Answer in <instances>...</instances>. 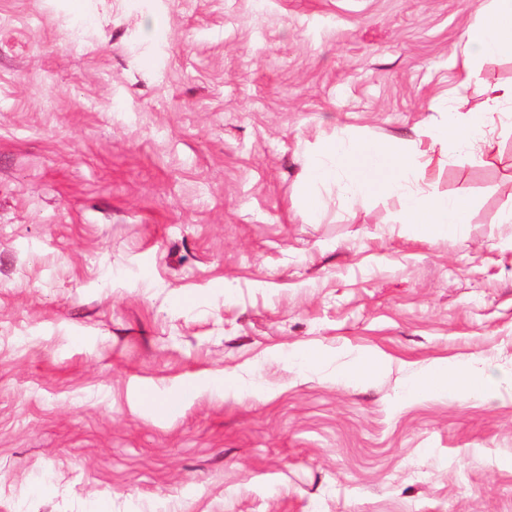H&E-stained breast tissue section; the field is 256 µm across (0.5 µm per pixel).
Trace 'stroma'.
I'll return each mask as SVG.
<instances>
[{
    "label": "stroma",
    "instance_id": "stroma-1",
    "mask_svg": "<svg viewBox=\"0 0 512 512\" xmlns=\"http://www.w3.org/2000/svg\"><path fill=\"white\" fill-rule=\"evenodd\" d=\"M488 3L0 0V512H512V130L426 166L453 243L301 194L512 81L462 82ZM486 387L485 378L474 367H450L443 362L434 363L411 385L410 391L413 394H474L484 392Z\"/></svg>",
    "mask_w": 512,
    "mask_h": 512
}]
</instances>
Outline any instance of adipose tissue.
Returning <instances> with one entry per match:
<instances>
[{"mask_svg": "<svg viewBox=\"0 0 512 512\" xmlns=\"http://www.w3.org/2000/svg\"><path fill=\"white\" fill-rule=\"evenodd\" d=\"M462 53L469 62L467 76L471 79L479 76L475 59L512 55V0H493L491 8L465 31ZM484 93L482 112L462 114L452 109L446 123L427 130L431 150L452 155L461 164L469 163L475 154L485 155L493 150L489 130L492 115H504L512 125V82L486 85ZM424 167L423 152L396 141L336 136L323 142L310 162L304 188L309 211L315 216L320 214L318 190L327 185L336 186L361 205L398 197L402 200L399 221L411 225L418 237L455 240L460 226L468 221L471 202L467 197H451L434 188L414 192ZM486 387L485 378L474 367H451L443 362L433 364L411 385L410 391L474 394L484 392Z\"/></svg>", "mask_w": 512, "mask_h": 512, "instance_id": "1", "label": "adipose tissue"}]
</instances>
